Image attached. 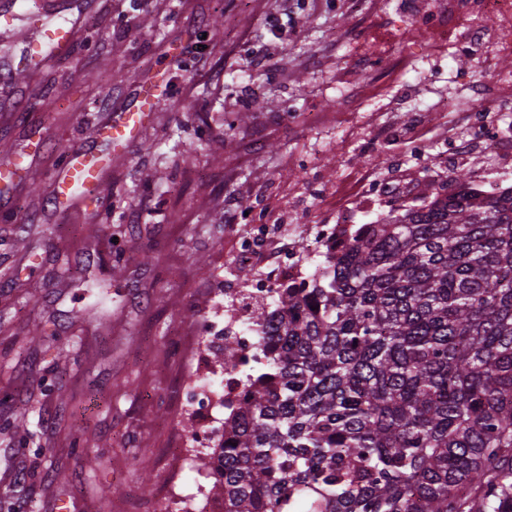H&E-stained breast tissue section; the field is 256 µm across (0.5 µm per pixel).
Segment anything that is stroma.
Listing matches in <instances>:
<instances>
[{
	"label": "stroma",
	"instance_id": "stroma-1",
	"mask_svg": "<svg viewBox=\"0 0 512 512\" xmlns=\"http://www.w3.org/2000/svg\"><path fill=\"white\" fill-rule=\"evenodd\" d=\"M41 21L76 20L71 55L14 75L39 37L25 8L0 29V156L35 153L0 208V512H152L180 475L183 383L199 328L223 317L225 289L255 302L232 269L224 213L281 206L282 224L325 206L366 213L369 184H399L401 208L448 184L409 140L364 144L357 117L401 128L422 105L425 139L469 168L430 106L477 84L465 44L429 57L438 28L424 0H67ZM222 18L220 34L212 23ZM408 53L415 72L396 79ZM153 112L131 148L95 139L140 87ZM108 158L94 198L55 209L57 145ZM121 270H113L115 255ZM103 449L95 464L73 442Z\"/></svg>",
	"mask_w": 512,
	"mask_h": 512
}]
</instances>
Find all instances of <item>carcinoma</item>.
I'll return each instance as SVG.
<instances>
[{"label":"carcinoma","mask_w":512,"mask_h":512,"mask_svg":"<svg viewBox=\"0 0 512 512\" xmlns=\"http://www.w3.org/2000/svg\"><path fill=\"white\" fill-rule=\"evenodd\" d=\"M425 190L251 318L224 512H512V189Z\"/></svg>","instance_id":"obj_1"}]
</instances>
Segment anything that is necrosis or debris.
Instances as JSON below:
<instances>
[{
	"label": "necrosis or debris",
	"mask_w": 512,
	"mask_h": 512,
	"mask_svg": "<svg viewBox=\"0 0 512 512\" xmlns=\"http://www.w3.org/2000/svg\"><path fill=\"white\" fill-rule=\"evenodd\" d=\"M447 17L451 43L467 42L474 44L477 60L489 68L491 85L512 91V71L498 67V59L512 54V0H468L464 8L449 6ZM503 100L486 95L475 96L469 111H459L454 97L438 98L432 105L434 111L456 115V128L459 130V148H472L487 156H500L507 164L493 173H479L471 181L473 190L485 185L501 187L512 180V138L493 135L492 130L499 125V113ZM239 232L235 237V259L245 268L251 267L259 253L271 247V228L263 215H242L238 218ZM321 266L305 267L296 250H288L273 255L264 274L254 278V297L265 300L277 288L298 285L319 277ZM230 332L238 340V351L231 357V364L224 371V389L215 391L198 380L187 383L183 388L182 399L185 408L196 417L199 427L192 442L184 449L185 460H192L194 453L203 448L219 447L224 439V429L216 413L215 401L224 398L234 400L242 387L243 377L251 365L256 338L245 324L240 323L234 310H227L223 324H212L203 329L204 339L216 334Z\"/></svg>",
	"instance_id": "obj_1"
}]
</instances>
